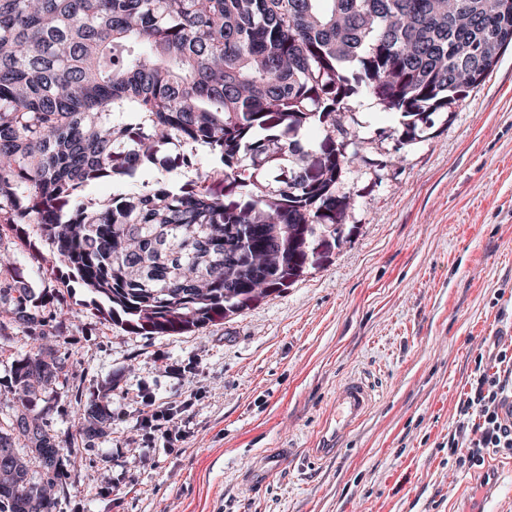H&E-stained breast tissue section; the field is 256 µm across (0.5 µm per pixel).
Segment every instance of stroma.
Wrapping results in <instances>:
<instances>
[{
    "mask_svg": "<svg viewBox=\"0 0 512 512\" xmlns=\"http://www.w3.org/2000/svg\"><path fill=\"white\" fill-rule=\"evenodd\" d=\"M362 160L346 170L344 240L286 290L173 336L130 333L67 276L36 225L0 230L72 374L49 421L71 463L57 512H512V457L456 468L448 434L474 359L512 336V47L476 88L399 144L402 117L348 100ZM0 338V422L9 363L34 349ZM357 375L376 405L337 454L310 448L336 387ZM112 419L78 436L80 400ZM160 407L172 420L140 424ZM282 469L251 482L264 453Z\"/></svg>",
    "mask_w": 512,
    "mask_h": 512,
    "instance_id": "stroma-1",
    "label": "stroma"
}]
</instances>
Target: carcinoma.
Returning <instances> with one entry per match:
<instances>
[{"instance_id": "1", "label": "carcinoma", "mask_w": 512, "mask_h": 512, "mask_svg": "<svg viewBox=\"0 0 512 512\" xmlns=\"http://www.w3.org/2000/svg\"><path fill=\"white\" fill-rule=\"evenodd\" d=\"M511 44L512 0H0V224L36 225L131 333L227 319L314 266L325 237L343 241L348 98L401 113L410 143ZM313 125L322 138L305 148ZM200 148L210 171L130 187L171 150L195 168ZM44 299L0 288L29 333ZM9 372L0 512H54L49 391L66 358L40 343ZM110 419L106 395L86 401L81 441Z\"/></svg>"}]
</instances>
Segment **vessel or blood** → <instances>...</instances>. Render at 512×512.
Masks as SVG:
<instances>
[{"label":"vessel or blood","instance_id":"1","mask_svg":"<svg viewBox=\"0 0 512 512\" xmlns=\"http://www.w3.org/2000/svg\"><path fill=\"white\" fill-rule=\"evenodd\" d=\"M373 401L374 389L365 379L344 380L336 390L315 446L309 451L310 457L317 460L338 451L343 437L363 419Z\"/></svg>","mask_w":512,"mask_h":512}]
</instances>
